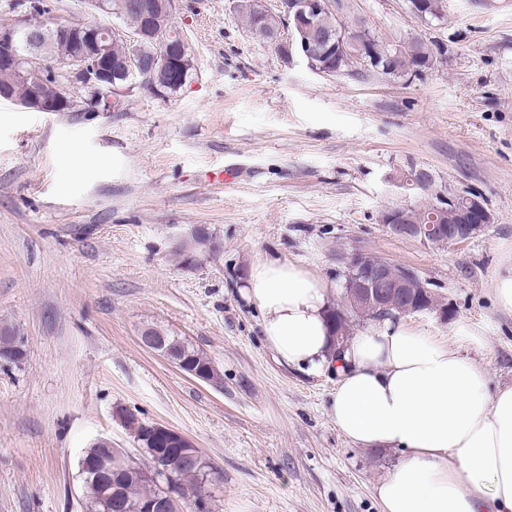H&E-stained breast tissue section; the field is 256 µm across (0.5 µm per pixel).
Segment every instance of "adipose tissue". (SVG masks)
Wrapping results in <instances>:
<instances>
[{
	"label": "adipose tissue",
	"instance_id": "ef3b65f1",
	"mask_svg": "<svg viewBox=\"0 0 512 512\" xmlns=\"http://www.w3.org/2000/svg\"><path fill=\"white\" fill-rule=\"evenodd\" d=\"M329 288L265 257L239 293L282 362L336 369L328 413L347 439L401 453L375 486L381 512H512V387L491 388L485 367L395 320L334 352Z\"/></svg>",
	"mask_w": 512,
	"mask_h": 512
}]
</instances>
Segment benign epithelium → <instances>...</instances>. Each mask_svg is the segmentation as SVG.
I'll use <instances>...</instances> for the list:
<instances>
[{
	"label": "benign epithelium",
	"mask_w": 512,
	"mask_h": 512,
	"mask_svg": "<svg viewBox=\"0 0 512 512\" xmlns=\"http://www.w3.org/2000/svg\"><path fill=\"white\" fill-rule=\"evenodd\" d=\"M414 13L422 20L446 12V0H415ZM142 15L136 29L112 25L59 23L53 27L39 23L31 6H14L12 23L0 28V69L30 83L31 91L19 104L31 112H109L122 105L124 94L135 86L143 87L158 97L164 96L159 80L168 72L178 74V68L190 60L191 52L182 34L173 27L157 23L156 15L173 17L176 0H138L133 4ZM288 33L272 43L281 58L290 62L301 57L307 66L318 71L314 58L318 56V41L310 33L323 16L333 10L332 0H280ZM81 32L85 46L67 56L49 57L48 48L57 38ZM121 39L132 49L125 63L126 72L139 77V81L116 80L112 76L109 51L112 42ZM151 42L154 50L145 59L139 48ZM492 223V213L482 195L468 196L465 207L459 208L453 200L421 199L414 205L397 207L386 217V228L398 238L418 239L433 247L459 245L482 234ZM176 248L188 253L197 262L220 252L221 245L201 228L181 237ZM337 261L342 265V287L349 303L357 312L368 310L380 321L392 316L390 307L377 294L375 288L385 282L394 295L406 297V289L416 283L422 289L420 299L398 309V316L434 310L428 300L435 291L414 269H406L399 277H390L387 271L398 264L387 259L368 261L367 253L352 249L341 253ZM140 344L153 351L183 373L208 385H216L221 375L213 363L197 365L161 343L152 329L145 327L139 334ZM154 435L168 437L181 448L182 462L188 463L200 453L199 448L182 433L161 424L149 428ZM165 495L140 506L138 512H172L176 501L172 489Z\"/></svg>",
	"instance_id": "obj_1"
}]
</instances>
